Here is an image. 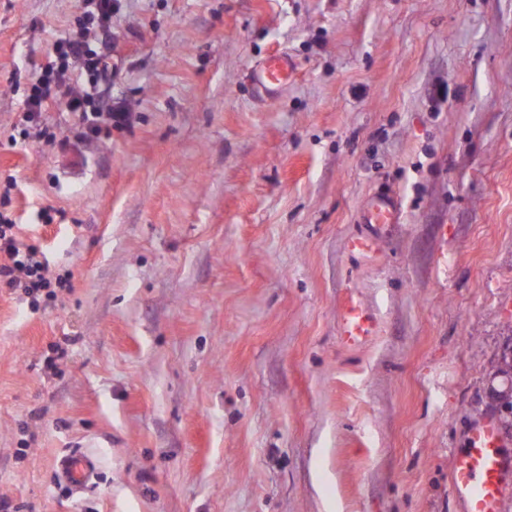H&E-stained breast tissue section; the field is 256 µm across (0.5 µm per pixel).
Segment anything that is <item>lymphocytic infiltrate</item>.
<instances>
[{
	"label": "lymphocytic infiltrate",
	"mask_w": 512,
	"mask_h": 512,
	"mask_svg": "<svg viewBox=\"0 0 512 512\" xmlns=\"http://www.w3.org/2000/svg\"><path fill=\"white\" fill-rule=\"evenodd\" d=\"M79 8V35L54 41L48 50L49 63L32 73L24 118L29 123L41 118L54 90L68 85L72 70L78 69L87 75L89 89L83 94L69 95L66 106L69 111L81 113L89 132L97 136L103 131V121L121 126L129 116L108 95L109 55L101 49L110 29L112 0H79ZM0 286L47 303L56 299L52 275L40 259L38 247L25 244L13 219L2 211Z\"/></svg>",
	"instance_id": "f902f5d3"
}]
</instances>
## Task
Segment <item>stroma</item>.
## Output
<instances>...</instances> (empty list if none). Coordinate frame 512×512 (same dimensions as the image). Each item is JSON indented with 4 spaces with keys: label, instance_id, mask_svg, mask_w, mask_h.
Wrapping results in <instances>:
<instances>
[{
    "label": "stroma",
    "instance_id": "1",
    "mask_svg": "<svg viewBox=\"0 0 512 512\" xmlns=\"http://www.w3.org/2000/svg\"><path fill=\"white\" fill-rule=\"evenodd\" d=\"M112 2L130 121L89 139L60 102L48 143L28 78L79 4L0 0V198L70 280L0 288L8 512H465L456 459L512 386V0ZM292 64L288 57L280 54L268 58L257 73L258 83L265 89H270L288 81ZM396 209L393 203L387 199H382L371 212L366 224L370 225L371 232L367 235L357 237L353 240V249L357 251H367L372 249L378 237L381 236L384 224L394 222ZM375 330L373 317L353 298L344 301L340 325L341 342L349 347L362 344ZM95 472V461L81 452H69L58 462L59 478L74 487L87 483Z\"/></svg>",
    "mask_w": 512,
    "mask_h": 512
}]
</instances>
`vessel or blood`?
Instances as JSON below:
<instances>
[{
  "label": "vessel or blood",
  "instance_id": "vessel-or-blood-1",
  "mask_svg": "<svg viewBox=\"0 0 512 512\" xmlns=\"http://www.w3.org/2000/svg\"><path fill=\"white\" fill-rule=\"evenodd\" d=\"M292 64L285 55L268 58L257 73L258 83L266 89L287 81ZM396 209L389 199H382L371 212L369 234L354 239L357 251L372 249L381 236L384 225L393 223ZM375 330L373 317L354 299H346L340 325V339L349 347L362 344ZM502 436L497 422L487 418L469 431V446L458 457L452 485L466 512H500L504 471L512 462L504 458ZM95 472L92 457L75 451L58 462V475L63 482L79 487L87 483Z\"/></svg>",
  "mask_w": 512,
  "mask_h": 512
}]
</instances>
